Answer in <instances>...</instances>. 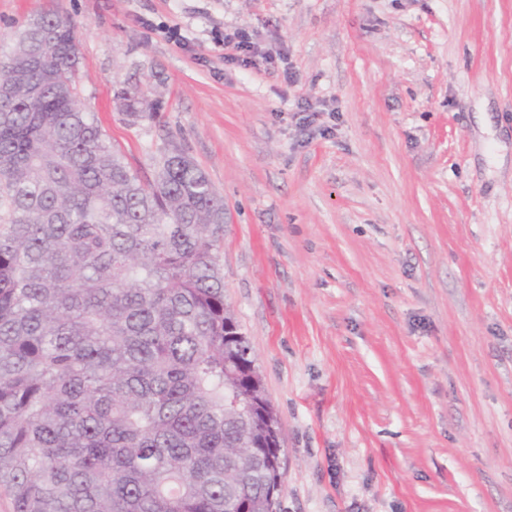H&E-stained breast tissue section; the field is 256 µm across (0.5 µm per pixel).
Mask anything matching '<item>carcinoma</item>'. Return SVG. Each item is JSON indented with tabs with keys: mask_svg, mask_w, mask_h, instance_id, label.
<instances>
[{
	"mask_svg": "<svg viewBox=\"0 0 512 512\" xmlns=\"http://www.w3.org/2000/svg\"><path fill=\"white\" fill-rule=\"evenodd\" d=\"M78 44L41 13L0 54V492L12 512H276L282 438L224 298V198L178 150L131 170L78 103Z\"/></svg>",
	"mask_w": 512,
	"mask_h": 512,
	"instance_id": "obj_1",
	"label": "carcinoma"
}]
</instances>
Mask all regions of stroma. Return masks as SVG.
<instances>
[{
    "label": "stroma",
    "mask_w": 512,
    "mask_h": 512,
    "mask_svg": "<svg viewBox=\"0 0 512 512\" xmlns=\"http://www.w3.org/2000/svg\"><path fill=\"white\" fill-rule=\"evenodd\" d=\"M45 11L131 169L224 198L277 512H512V0H0V45ZM120 99L122 100L123 107L126 111V115L133 118L139 119L146 116V110H151L149 104L143 98L139 90L124 91L121 93Z\"/></svg>",
    "instance_id": "35a3bbf8"
}]
</instances>
